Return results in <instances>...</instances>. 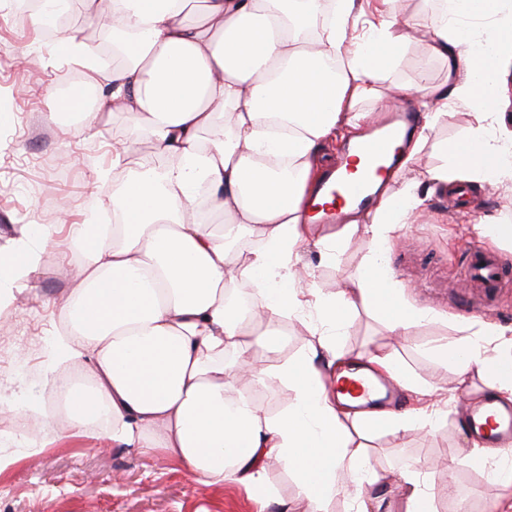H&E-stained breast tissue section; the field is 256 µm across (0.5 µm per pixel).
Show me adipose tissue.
Returning a JSON list of instances; mask_svg holds the SVG:
<instances>
[{
  "mask_svg": "<svg viewBox=\"0 0 512 512\" xmlns=\"http://www.w3.org/2000/svg\"><path fill=\"white\" fill-rule=\"evenodd\" d=\"M82 2L89 16L111 19L113 35L135 45L112 68L111 97L90 109L67 102L63 111L85 123L99 112H131L135 122L117 142L114 166L126 165L144 138L173 165L113 180L99 173V183L112 185V221L74 232L85 276L62 310L67 329L51 340L46 382L54 383L61 365L88 361L92 383L70 389L67 405L79 420H100L113 442L174 456L197 477L237 482L263 502L275 497L264 467L273 457L303 482L307 506L289 512H326L340 495L352 512H370L368 491L380 476L352 441L320 361L326 354L341 367L364 360L394 372L409 394L427 396L423 383L397 370L393 349L354 352L338 343L359 304L384 312L397 337L432 320L391 305L394 281L383 261L384 246L425 211L417 181H406L364 219L374 245L372 278L327 293L296 283L293 269L311 245L335 256L354 230L348 224L312 239L306 200L318 176L315 156L336 128L370 120L367 103L382 102L384 70L408 44L402 0H374L369 12L361 0H205L193 20L189 0ZM463 17L488 19L492 29L472 35ZM426 23V53L448 75L436 86L421 67L401 88L423 115L409 157L434 138L449 106L465 108L469 129L462 140L440 144L430 179L512 193V130L497 120L512 74V41L501 35L512 27V0H442ZM278 114L287 125H276ZM206 130L213 138L205 147ZM202 182L219 224L194 215ZM291 317L313 341L277 366L294 398L272 416L230 387L238 374L264 380L268 354L288 343L283 321ZM432 352L451 359L459 376L476 373L494 398L512 401V330L487 322ZM447 414L443 399L382 413L381 423L399 439ZM459 461L489 470L502 488L490 512H512L511 466L475 441ZM399 481L403 512H437L418 468L403 469Z\"/></svg>",
  "mask_w": 512,
  "mask_h": 512,
  "instance_id": "1",
  "label": "adipose tissue"
}]
</instances>
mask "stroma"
Segmentation results:
<instances>
[{
	"label": "stroma",
	"instance_id": "stroma-1",
	"mask_svg": "<svg viewBox=\"0 0 512 512\" xmlns=\"http://www.w3.org/2000/svg\"><path fill=\"white\" fill-rule=\"evenodd\" d=\"M427 38L426 29L415 32L386 82L409 80L422 61L432 81H444L445 64L425 54ZM60 44V38H46L29 19L16 15L10 0L0 5V88L17 91L0 103V254L8 255L30 227L52 229L51 238L38 246L39 267L0 308V399L16 405L0 411V512H280L278 501L303 499L301 478L282 462L266 466L278 501L263 507L244 487L196 477L172 456L115 444L71 416L62 420L49 410L35 421L21 410L28 402L48 409L51 404L43 375L49 344L64 328L62 305L84 277L82 257L72 244L74 230L95 215L111 216L112 193L97 190V176L111 171L113 139L134 121L125 112H103L88 124L58 116L63 82L84 74L63 57ZM437 163L433 147H425L410 171L421 182L425 213L404 225L386 252L404 301L429 313L431 323L413 328L397 344L382 314L359 306L350 312L340 342L349 349L396 345L414 376L449 397L459 394L461 385L475 390L482 382L474 374L461 381L452 364L429 353V345L454 340L462 323L482 318L512 328V283L486 314L461 293V273L473 244L490 250L512 275V247L477 240L469 226L470 219L503 213L512 199L486 187L471 190L466 203L456 205L427 175ZM371 251L368 237L358 230L335 261H322L312 248L303 252L301 264L307 280L332 291L365 267ZM233 389L252 393L271 415L287 404V386L272 371L261 386L250 376H237ZM464 418L452 405L435 431L417 429L400 440L382 429L370 434L375 450L370 463L386 479L376 491L379 512H398L392 481L409 462L426 473L437 512H489L499 487L479 468L448 467L470 437ZM30 439L40 444L39 453L27 452Z\"/></svg>",
	"mask_w": 512,
	"mask_h": 512
}]
</instances>
